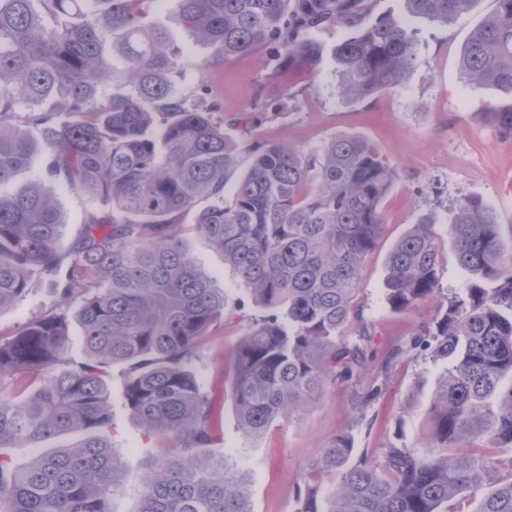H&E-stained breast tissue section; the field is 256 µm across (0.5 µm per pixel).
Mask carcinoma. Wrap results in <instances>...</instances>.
<instances>
[{
	"mask_svg": "<svg viewBox=\"0 0 512 512\" xmlns=\"http://www.w3.org/2000/svg\"><path fill=\"white\" fill-rule=\"evenodd\" d=\"M153 0H0V186L23 170L43 178L0 192V309L26 295L30 276L60 293L53 311L0 339V447L32 448L80 434L73 448L16 468L0 455V512H112L123 486L106 429L111 368L126 367L125 406L145 431L170 440L138 484L137 512H250L247 475L205 452L209 395L192 368L224 288L187 249L175 216L205 200L194 228L224 255L266 310L235 353L233 403L247 438L304 409L329 379L363 365L359 344L336 345L356 314L362 263L384 230L382 202L396 171L367 141L340 136L307 157L255 140L231 197L236 147L178 94L182 67L165 32L147 22ZM180 26L207 50L199 63L264 47L270 80L316 70L313 32L349 30L333 50L341 97L359 103L400 84L418 56L404 16L449 24L474 0H401L403 13L371 14L370 0H173ZM51 16L55 24L44 23ZM467 83L512 99V0L470 33ZM512 138V104L489 112ZM112 210L84 224L64 263L56 187ZM451 248L473 277L467 298L439 302L413 347L450 360L438 379L421 451L390 445L351 461L340 436L311 464L299 512H447L485 490L477 512H512V256L479 198L454 208ZM439 249L424 219L387 259L386 301L396 311L439 294ZM84 359L68 352L69 323ZM332 479L320 490L324 478Z\"/></svg>",
	"mask_w": 512,
	"mask_h": 512,
	"instance_id": "1",
	"label": "carcinoma"
}]
</instances>
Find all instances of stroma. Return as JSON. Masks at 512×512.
Masks as SVG:
<instances>
[{"instance_id":"1","label":"stroma","mask_w":512,"mask_h":512,"mask_svg":"<svg viewBox=\"0 0 512 512\" xmlns=\"http://www.w3.org/2000/svg\"><path fill=\"white\" fill-rule=\"evenodd\" d=\"M496 7V0H475L463 18L448 25L410 19L419 50L405 82L351 104L336 92V65L328 53L316 72L282 86L269 83L272 63L262 49L199 69L203 50L183 33L170 0L155 4L156 23L170 30L172 48L183 58V73L175 80L177 92L192 99L200 86H207L211 101L220 107L214 118L237 147L238 165L226 177L225 195H232L250 166L248 144L253 137L282 142L316 157L331 139L355 136L371 143L397 172L382 203L384 232L363 263L358 315L336 337L340 346L362 342L364 367L350 378L327 381L299 414L273 422L256 440L244 438L238 429L231 377L244 327L263 311L239 274L192 231L195 211L177 218L191 252L223 288L227 301L224 317L211 326L194 370L212 402L209 452L227 457L246 473L251 512H297L298 486L322 449L339 436L350 437L354 455L377 458L391 443L412 448L423 443L430 398L448 361L412 350L411 341L430 325L438 301L431 298L410 311H393L385 300L386 262L413 224L430 220L441 244L437 276L442 294L465 295L472 277L457 264L449 237L453 209L469 197L481 198L493 209L504 244L512 245V139L502 138L488 120L502 98L495 88L465 83L460 73L464 43ZM261 99L266 102L263 114L252 130H245L246 113ZM57 196L67 221L62 243L67 254L88 215L102 213L109 205L67 187L58 188ZM58 300L47 279L32 276L27 295L0 309V339L15 335ZM124 389L120 372H113L109 434L125 478L123 492L113 498V512H135L137 482L157 447L156 439L145 436L126 409Z\"/></svg>"}]
</instances>
